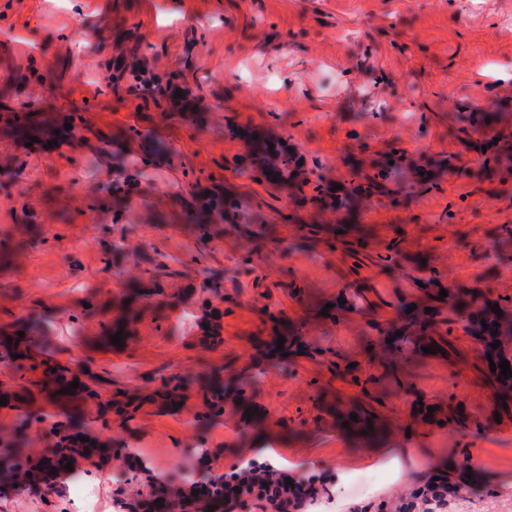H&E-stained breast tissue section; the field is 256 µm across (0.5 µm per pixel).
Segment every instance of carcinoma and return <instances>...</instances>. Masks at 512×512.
<instances>
[{
    "label": "carcinoma",
    "instance_id": "cac0c4a2",
    "mask_svg": "<svg viewBox=\"0 0 512 512\" xmlns=\"http://www.w3.org/2000/svg\"><path fill=\"white\" fill-rule=\"evenodd\" d=\"M456 121L460 123L459 131L471 139L485 171L497 168L501 159L512 149V137L509 135H501L497 141L484 137L474 115L458 116ZM269 143L271 140L261 136L249 141L250 149L258 159L254 179L270 184L275 181L286 184L298 175L301 177V185L310 186L313 191L311 196H303V201L315 206L326 208L331 205L348 209L351 204L358 203L359 199H368L384 188L385 176L379 172L363 176V182L358 185L342 188L343 194L339 195L332 191L333 184L324 177L319 175L316 180H311L309 173L301 170L298 165L300 159L295 153L277 142L271 149ZM198 207L202 210L203 222L192 225V232L197 243L205 246L212 241V226L234 219L239 203L222 193L213 192L202 198ZM122 249L121 243L112 245L114 258L107 263V270L123 282L129 304L123 306L117 324L100 322V334L104 336H113L119 330L124 336L134 333L133 325L140 316V310L132 307V303L148 297V294L142 292L143 279H148L153 286L152 294L163 296L162 303H169L164 298L161 280L174 274L168 264L171 257L158 253L148 261L147 267L140 269L139 275L130 277L122 263L115 258V254ZM437 300L448 301L451 317L445 323L449 335L453 333L454 326L459 325L476 345L486 348L498 337L512 331L508 321L491 310L495 304L503 311L508 309L512 302L508 298L492 299L480 289H450L447 298L439 296ZM40 321V316L29 315L0 325V363L13 365L16 362L14 356L18 354L24 355L25 360V364L19 365L22 374L15 383L4 385L6 405L17 410V415L12 428L0 431V483L18 484L29 489H36L43 484L49 490L53 487V479L65 469L60 461L66 458L71 460L75 454L100 453L102 447H110V440L102 437L95 429L94 419L76 414L69 416L64 424L53 423L46 430L47 438L42 440L41 449L32 450L28 430L33 424L45 419L41 410L34 406L36 398L43 394L55 395L74 403H92L100 413L110 410L114 415L113 423L124 428L136 419L144 404L174 406L194 391L200 399L198 411L194 414L195 424L204 426L213 420L224 419V379L221 377V369L216 368L207 373L180 369L160 377L159 384L148 392L114 396L112 378L93 371L85 372V364L76 366L70 361L63 364L54 359L53 347L45 337L39 335ZM496 322L499 323L497 327L494 326ZM195 323L200 326L208 324L203 333L211 345L218 346L223 342L216 309L207 304L202 305V315L196 318ZM413 323L416 335L403 337L409 343L416 344L428 334L436 332V324L426 312L414 319ZM20 331L24 332L21 337L18 336ZM9 337L12 338L10 343L7 342ZM76 380L79 381V387H71V383ZM64 388L70 389V392H62ZM81 436L89 438V441L79 440Z\"/></svg>",
    "mask_w": 512,
    "mask_h": 512
}]
</instances>
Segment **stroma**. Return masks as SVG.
Here are the masks:
<instances>
[{
    "mask_svg": "<svg viewBox=\"0 0 512 512\" xmlns=\"http://www.w3.org/2000/svg\"><path fill=\"white\" fill-rule=\"evenodd\" d=\"M119 55L186 86L185 100L111 88ZM479 105L512 132V0H0V233L29 227L0 265V323L41 315L59 361L91 362L129 389L224 370L223 419L202 428L189 405L144 406L131 426L105 429L111 458L77 459L73 478L41 496L0 495V512H74L77 478L94 481L98 512H116L117 495L144 488L129 456L161 481L201 455L223 472L262 447L299 476L345 470L339 501L396 502L423 453L466 457L488 475L466 512H512V486L494 479L512 471V402L470 338L458 330L415 356L377 331L422 299L433 268L444 288L512 298V168L484 175L456 133V116ZM68 112L79 129L49 146ZM20 119L33 145L14 135ZM230 122L242 136L226 134ZM252 132L337 181L376 173L395 148L438 170L419 190L391 175L351 219L318 217L300 193L251 178ZM159 140L172 155L151 182L113 195L125 161ZM214 188L243 210L204 247L185 226L193 192ZM120 239L132 274L145 256H172L163 286L181 302L143 301L134 336L114 346L99 323L123 293L103 263ZM206 273L217 291L201 289ZM207 300L221 312L214 349L194 323ZM282 336L299 348L281 353ZM453 400L466 424L435 428ZM393 457L396 479L384 467Z\"/></svg>",
    "mask_w": 512,
    "mask_h": 512,
    "instance_id": "obj_1",
    "label": "stroma"
}]
</instances>
